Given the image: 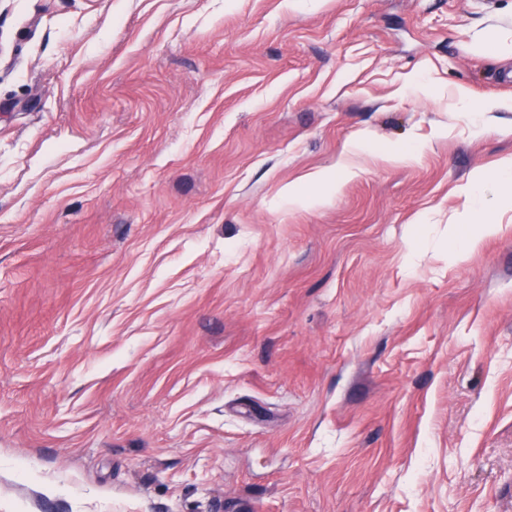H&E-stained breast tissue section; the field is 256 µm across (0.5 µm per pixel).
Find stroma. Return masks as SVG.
Masks as SVG:
<instances>
[{
  "instance_id": "35a3bbf8",
  "label": "stroma",
  "mask_w": 512,
  "mask_h": 512,
  "mask_svg": "<svg viewBox=\"0 0 512 512\" xmlns=\"http://www.w3.org/2000/svg\"><path fill=\"white\" fill-rule=\"evenodd\" d=\"M499 101L512 0H0V512H512ZM356 148L357 145H353L344 153L341 162L336 167V174L317 173L312 176L311 180L324 186L325 189L329 192L335 190L343 180L352 177L356 173L355 166L351 162L350 158ZM511 173L512 159L507 158L500 164V168L496 172H476L464 191L473 193L482 205H487L490 202L489 197L497 195L502 181L510 178ZM482 223L477 224V235L468 237L463 240L462 244L457 248L455 252L456 259L460 262H464L470 256V254L478 246L481 239L490 237L501 233L504 229L503 224H497L486 215L481 218Z\"/></svg>"
}]
</instances>
